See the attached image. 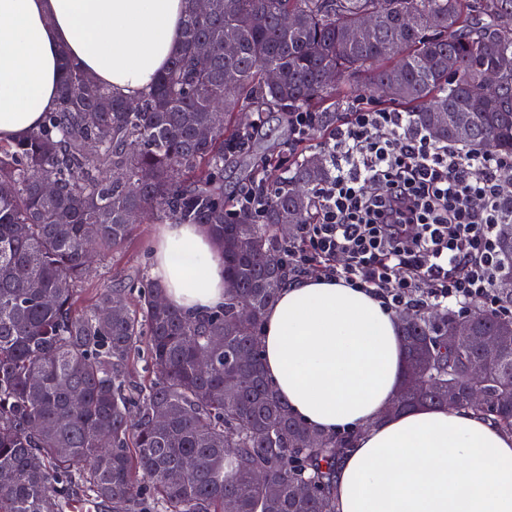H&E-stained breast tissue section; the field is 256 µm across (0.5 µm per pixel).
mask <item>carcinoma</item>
Instances as JSON below:
<instances>
[{
    "label": "carcinoma",
    "instance_id": "cac0c4a2",
    "mask_svg": "<svg viewBox=\"0 0 512 512\" xmlns=\"http://www.w3.org/2000/svg\"><path fill=\"white\" fill-rule=\"evenodd\" d=\"M368 15L370 35L348 43ZM202 44L207 71L195 66ZM376 87L424 128L445 115L438 142L512 156V0H212L208 14L191 9L180 51L133 102L62 60L60 108L28 137L0 141V512H65L85 498L112 512H336L334 469L351 437L296 419L258 347L289 278L279 226L314 220L303 187L329 168L302 157L261 215L233 219L222 178L243 100L308 112ZM145 216L207 226L224 253V308L187 316L141 270L134 303L105 286L80 304L91 253L123 246ZM497 297L495 313L474 302L401 323L404 408L471 409L512 431V296ZM472 314L477 332L507 337L499 349L471 338L448 349V327ZM142 343L153 373L143 385L128 381ZM473 356L488 365L489 406L473 405L463 384L456 402L441 399Z\"/></svg>",
    "mask_w": 512,
    "mask_h": 512
}]
</instances>
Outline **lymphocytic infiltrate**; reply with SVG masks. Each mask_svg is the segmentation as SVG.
Wrapping results in <instances>:
<instances>
[{
  "label": "lymphocytic infiltrate",
  "mask_w": 512,
  "mask_h": 512,
  "mask_svg": "<svg viewBox=\"0 0 512 512\" xmlns=\"http://www.w3.org/2000/svg\"><path fill=\"white\" fill-rule=\"evenodd\" d=\"M317 218L286 249L293 273L342 279L392 308L478 302L496 309L497 227L512 222V158L432 140L412 115L360 108L328 144ZM345 256L344 266L332 265Z\"/></svg>",
  "instance_id": "lymphocytic-infiltrate-1"
}]
</instances>
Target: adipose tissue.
<instances>
[{"label":"adipose tissue","mask_w":512,"mask_h":512,"mask_svg":"<svg viewBox=\"0 0 512 512\" xmlns=\"http://www.w3.org/2000/svg\"><path fill=\"white\" fill-rule=\"evenodd\" d=\"M191 0H0V139L60 104L61 60L129 100L176 54ZM153 275L192 316L222 309L224 255L202 224L164 225ZM264 374L318 433H350L336 512H512V433L472 410L390 412L402 377L400 320L375 292L310 276L287 283L259 337Z\"/></svg>","instance_id":"1"}]
</instances>
